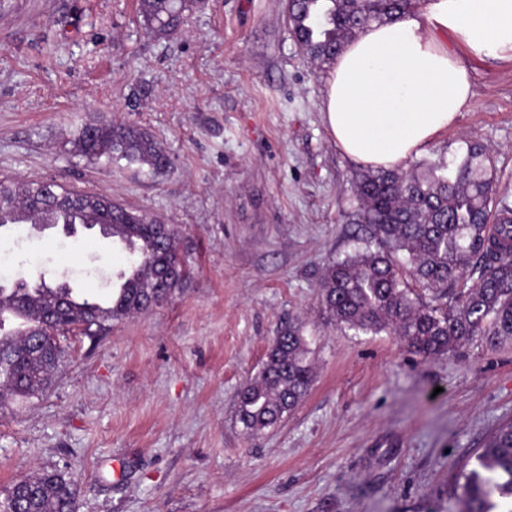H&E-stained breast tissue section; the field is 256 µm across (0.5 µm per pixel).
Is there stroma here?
<instances>
[{
  "instance_id": "stroma-1",
  "label": "stroma",
  "mask_w": 512,
  "mask_h": 512,
  "mask_svg": "<svg viewBox=\"0 0 512 512\" xmlns=\"http://www.w3.org/2000/svg\"><path fill=\"white\" fill-rule=\"evenodd\" d=\"M474 97L427 150L470 137L512 201V60L468 59ZM326 67L287 0H202L145 35L137 0H15L0 14V178L53 180L180 227L189 273L147 312L64 340L43 397L0 413V491L29 469L72 476L76 512H448L463 463L512 420V343L476 337L424 359L397 337L337 328L324 268L352 251L359 172L321 112ZM146 128L170 167L98 163L82 124ZM127 254L98 231L0 229L9 279L108 296ZM312 338L315 378L246 434L238 393L281 323Z\"/></svg>"
}]
</instances>
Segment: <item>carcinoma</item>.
Wrapping results in <instances>:
<instances>
[{
    "label": "carcinoma",
    "instance_id": "1",
    "mask_svg": "<svg viewBox=\"0 0 512 512\" xmlns=\"http://www.w3.org/2000/svg\"><path fill=\"white\" fill-rule=\"evenodd\" d=\"M197 0H139L145 33L176 34ZM414 0H288V17L307 55L322 64L373 22L411 11ZM84 156L124 159L153 175L170 158L144 128L100 120L78 129ZM350 216L369 228L359 246L329 263L319 282L321 305L337 326L397 336L425 359L447 355L476 336L512 340V206L499 194L497 169L482 144L448 158L443 150L413 170H379L355 178ZM72 198L55 205L53 189ZM21 213L30 224L74 220L85 213L109 219L112 240L131 256L137 273L112 290V308L73 288H4L0 311L34 315L38 327L4 336L0 329V411L39 398L52 383L64 349L60 337L81 326L95 335L105 323L142 313L179 286L186 268L175 243L180 230L91 191L57 183L0 180V228L4 215ZM479 275H474V265ZM305 326L288 322L275 337L260 374L238 397V419L248 434L276 424L307 394L313 380ZM459 512H512V422L498 427L458 473L453 487ZM74 490L60 471L35 470L17 479L0 499L10 512H72Z\"/></svg>",
    "mask_w": 512,
    "mask_h": 512
}]
</instances>
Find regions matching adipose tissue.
I'll return each mask as SVG.
<instances>
[{
    "label": "adipose tissue",
    "mask_w": 512,
    "mask_h": 512,
    "mask_svg": "<svg viewBox=\"0 0 512 512\" xmlns=\"http://www.w3.org/2000/svg\"><path fill=\"white\" fill-rule=\"evenodd\" d=\"M469 57L512 59V0H428L424 14L371 24L324 78L336 146L371 169L426 151L471 102Z\"/></svg>",
    "instance_id": "obj_1"
}]
</instances>
